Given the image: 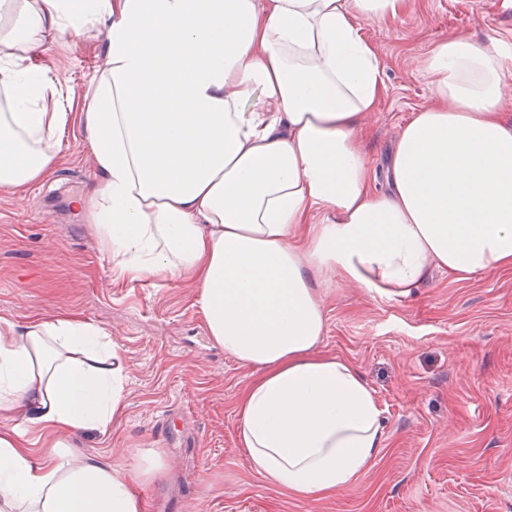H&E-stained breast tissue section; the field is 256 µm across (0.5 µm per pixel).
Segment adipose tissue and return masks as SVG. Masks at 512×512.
Here are the masks:
<instances>
[{"label":"adipose tissue","instance_id":"ef3b65f1","mask_svg":"<svg viewBox=\"0 0 512 512\" xmlns=\"http://www.w3.org/2000/svg\"><path fill=\"white\" fill-rule=\"evenodd\" d=\"M406 0H0V191L59 161L70 94L33 57L104 34L81 115L94 174L77 204L115 278L175 277L210 341L261 375L237 438L272 489L349 486L384 447L382 408L320 351L343 283L405 295L435 270H512V117L503 44L454 34L421 60L429 102L384 179L360 144L382 72L360 24ZM128 370L74 315L0 318V512H144L159 453L91 461L72 433L115 429ZM44 452L34 457L27 430Z\"/></svg>","mask_w":512,"mask_h":512}]
</instances>
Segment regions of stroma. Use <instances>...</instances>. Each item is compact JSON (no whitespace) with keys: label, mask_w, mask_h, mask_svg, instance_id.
Returning <instances> with one entry per match:
<instances>
[{"label":"stroma","mask_w":512,"mask_h":512,"mask_svg":"<svg viewBox=\"0 0 512 512\" xmlns=\"http://www.w3.org/2000/svg\"><path fill=\"white\" fill-rule=\"evenodd\" d=\"M361 32L382 67V102L360 133L381 176L403 124L432 90L416 61L457 32L512 44V12L498 0H410ZM105 51L99 36L44 55L73 99L63 157L24 197L0 194V317L24 323L76 312L111 333L127 365L117 436L82 431L75 446L97 462L118 448L130 460L166 456L168 472L134 486L145 512H512V271L466 283L435 272L405 296L333 288L321 347L353 363L377 396L384 452L355 485L323 500L275 491L251 470L235 400L252 371L208 339L181 280L112 279L76 206L92 181L78 114Z\"/></svg>","instance_id":"stroma-1"}]
</instances>
